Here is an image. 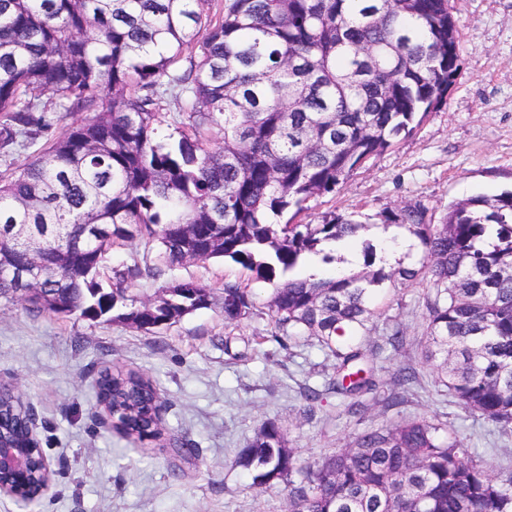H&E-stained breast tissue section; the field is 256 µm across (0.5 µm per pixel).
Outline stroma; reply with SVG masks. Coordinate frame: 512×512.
<instances>
[{
	"mask_svg": "<svg viewBox=\"0 0 512 512\" xmlns=\"http://www.w3.org/2000/svg\"><path fill=\"white\" fill-rule=\"evenodd\" d=\"M449 5L462 69L446 101L335 192L310 200L297 223L356 211L363 223L376 224L382 212L416 203L437 223L452 203L512 191V0ZM172 280L211 289L213 303L154 333L103 319L36 315L26 303L0 300V386L33 405L54 470L34 512H287L284 484L256 492L251 475L234 464L268 421L283 426L290 447L312 461L363 430L424 418L456 430L491 478L512 477V433L462 409L425 357V284L379 293L371 335L354 339L382 390L401 367L415 370L405 402L389 407L380 393L369 394L352 414L346 400L327 392L335 373L315 340L272 341V284L217 259L138 280L131 292L147 300ZM228 280L255 294L254 315L238 324L225 323L221 309ZM396 328L403 343L394 348L386 338ZM259 336L264 344H256ZM106 367L151 380L165 404L159 439L132 441L101 418L94 380ZM306 386L323 392L310 410L301 397ZM178 442L184 454L176 453Z\"/></svg>",
	"mask_w": 512,
	"mask_h": 512,
	"instance_id": "1",
	"label": "stroma"
}]
</instances>
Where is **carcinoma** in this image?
Segmentation results:
<instances>
[{"label":"carcinoma","mask_w":512,"mask_h":512,"mask_svg":"<svg viewBox=\"0 0 512 512\" xmlns=\"http://www.w3.org/2000/svg\"><path fill=\"white\" fill-rule=\"evenodd\" d=\"M449 0H0V159L44 147L0 175V264L39 255L60 263L33 313L107 320L146 333L211 304V291L175 281L152 301L129 295L187 261H231L276 281L268 309L281 335L310 336L336 360L331 389L353 399L379 383L362 350L379 315L375 294L417 282L426 297L427 358L466 411L512 432V192L448 207L442 221L407 204L381 215L414 237L416 260L385 270L363 244L351 275L300 277L307 258L368 225L355 215L281 222L336 187L437 108L460 70ZM51 94L42 100L44 93ZM176 115H170V107ZM61 112H88L57 129ZM174 126L163 135L161 127ZM217 129L222 144L203 146ZM157 243L152 265L109 267L116 247ZM224 321L252 317L251 290L223 285ZM415 378L396 376L386 397ZM98 403L126 438L161 437L154 388L133 371L100 372ZM5 392L0 439L42 458ZM235 465L263 492L288 483V512H512V476L492 479L463 440L414 419L371 429L349 448L303 462L274 421ZM42 481L18 495L30 508Z\"/></svg>","instance_id":"carcinoma-1"}]
</instances>
